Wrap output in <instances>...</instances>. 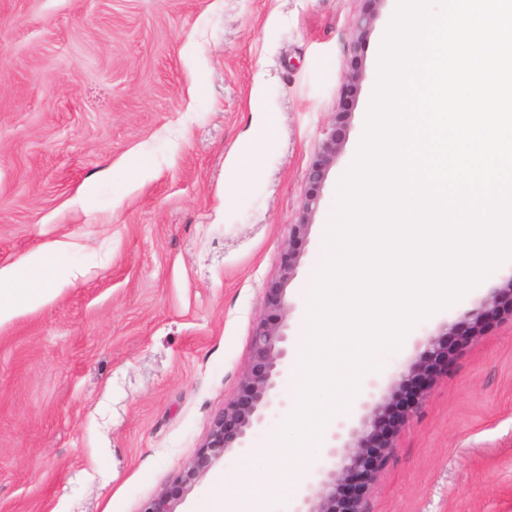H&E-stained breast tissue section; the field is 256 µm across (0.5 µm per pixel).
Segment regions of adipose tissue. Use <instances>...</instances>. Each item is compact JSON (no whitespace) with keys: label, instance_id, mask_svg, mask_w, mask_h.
<instances>
[{"label":"adipose tissue","instance_id":"adipose-tissue-1","mask_svg":"<svg viewBox=\"0 0 512 512\" xmlns=\"http://www.w3.org/2000/svg\"><path fill=\"white\" fill-rule=\"evenodd\" d=\"M64 273L53 256L36 253L19 266L0 268V323L19 312L36 308L53 300L60 290ZM40 281L42 289L35 290L31 281Z\"/></svg>","mask_w":512,"mask_h":512}]
</instances>
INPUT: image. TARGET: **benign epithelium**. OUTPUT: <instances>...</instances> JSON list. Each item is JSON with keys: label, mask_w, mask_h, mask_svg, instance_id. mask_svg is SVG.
I'll list each match as a JSON object with an SVG mask.
<instances>
[{"label": "benign epithelium", "mask_w": 512, "mask_h": 512, "mask_svg": "<svg viewBox=\"0 0 512 512\" xmlns=\"http://www.w3.org/2000/svg\"><path fill=\"white\" fill-rule=\"evenodd\" d=\"M345 117L346 113H337L320 153L310 167L305 217L290 225L288 246L281 255L280 278L266 288L269 314L253 327L251 358L236 394L213 417L195 456L169 485L143 504L140 512H178L186 496L224 459L226 453L244 447L248 433L262 422L263 410L273 403L288 355L284 319L290 310L288 284L300 259L295 243L308 234L306 215L318 205L328 169L343 144ZM503 311L512 313V276L495 295L467 312V326L460 335L469 338L480 336L490 316ZM448 354V342L431 340L427 358L411 368L390 401L363 419L361 429L354 432L356 444L347 447V453L339 462L330 466L317 464L314 473L319 477V490L314 503L305 512H359V499L368 480L393 451L389 443L390 430L395 422L414 416L422 408L429 382L437 368L448 363Z\"/></svg>", "instance_id": "benign-epithelium-1"}]
</instances>
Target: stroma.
I'll use <instances>...</instances> for the list:
<instances>
[{
	"label": "stroma",
	"mask_w": 512,
	"mask_h": 512,
	"mask_svg": "<svg viewBox=\"0 0 512 512\" xmlns=\"http://www.w3.org/2000/svg\"><path fill=\"white\" fill-rule=\"evenodd\" d=\"M366 0H0V267L76 277L0 324V512H140L236 392L266 287L338 110ZM391 0L362 47L346 137L300 242L296 344L336 184L358 152ZM265 141L236 183L231 153ZM512 276V259L362 377L322 446H345L430 339ZM266 413L181 512L243 472L293 405ZM338 439H331V432ZM366 490L362 512H512V316L456 347Z\"/></svg>",
	"instance_id": "stroma-1"
}]
</instances>
